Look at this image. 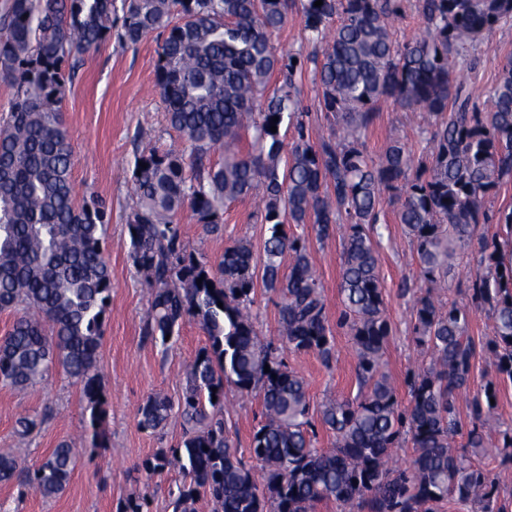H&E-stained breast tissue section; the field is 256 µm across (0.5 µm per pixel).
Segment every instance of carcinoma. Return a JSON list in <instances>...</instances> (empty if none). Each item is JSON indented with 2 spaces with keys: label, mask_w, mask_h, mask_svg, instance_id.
Segmentation results:
<instances>
[{
  "label": "carcinoma",
  "mask_w": 512,
  "mask_h": 512,
  "mask_svg": "<svg viewBox=\"0 0 512 512\" xmlns=\"http://www.w3.org/2000/svg\"><path fill=\"white\" fill-rule=\"evenodd\" d=\"M315 2L301 0L314 45L302 59L274 44L290 0H122L124 41L162 35L155 89L184 143L142 153L133 171L130 258L151 294L141 334L164 346L192 317L210 340L187 366L178 402L152 394L140 405L142 429L163 428L174 411L184 427L180 445L158 449L142 469L148 478L172 466L184 472L188 481L173 495L172 512H195L204 498L215 512H310L331 499L343 512H443L453 504L508 512L500 473L479 458L512 457V422L499 431L502 446L490 450L485 441L495 416L491 400L501 381L512 380V210L500 214L494 237H479L468 295L487 312L490 339L482 347L469 333V309L447 304L435 290L488 221L486 196L512 181V57L482 109L453 78L473 65L480 37L512 18V0H420L426 34L400 44L389 25L400 9L396 0ZM114 10L115 0H7L0 12V78L14 89L0 125V311L14 314L0 340V385L23 391L60 367L81 387L94 447L108 443L107 396L96 367L112 296L108 222L98 196L75 198L60 103L72 59L112 36ZM307 64L321 111L338 123L317 145L298 112L295 76ZM276 73L284 80L272 87ZM388 101L426 114V154L394 140L379 161L369 157L365 131ZM285 124L297 136L284 162ZM249 195L268 224L260 249L240 239L215 262L190 249L178 220L184 211L214 234L223 229L224 208ZM393 197L422 282L402 284L401 294L416 295L413 343L429 357L409 372L405 405L385 371L393 326L375 241L383 204ZM288 224H311L320 240L343 229V309L334 325L306 243L288 235ZM287 253L292 265L284 274ZM259 282L277 299L288 349L315 352L329 367L338 359L333 326L351 336L358 394L328 398L318 409L320 425L335 438L330 450L316 447L307 381L256 330ZM480 350L492 358L495 376L472 394ZM229 384L262 403L264 421L249 448L257 471L226 430ZM462 397L470 428L457 451L451 440ZM405 446L407 462L394 457ZM77 460L78 450L61 442L25 475L15 457L0 455V483L53 498ZM148 487L117 512H150Z\"/></svg>",
  "instance_id": "carcinoma-1"
}]
</instances>
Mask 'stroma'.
Instances as JSON below:
<instances>
[{
  "mask_svg": "<svg viewBox=\"0 0 512 512\" xmlns=\"http://www.w3.org/2000/svg\"><path fill=\"white\" fill-rule=\"evenodd\" d=\"M121 31L122 16L117 13L112 17V39L79 56L62 101L73 152L74 193L79 198L98 195L110 216L107 251L112 268V301L97 367L108 396L109 442L104 448L92 447L80 387L60 370L50 371L41 384L24 391L0 388V454L13 455L32 469L61 441H70L82 451L72 479L60 496L45 499L33 490L0 484V512H116L120 502L145 485L150 488L151 512H171V495L184 482L176 468L149 481L142 472L143 462L158 449L180 444L183 430L179 416L169 418L162 431L151 433L140 429L137 410L152 394L178 399L186 384V365L210 341L194 319L182 322L176 342L166 350L143 340L140 334L150 302L128 256L127 220L136 206L132 169L143 151L166 148L177 135L168 124L162 99L152 90L158 33L130 44L121 39ZM511 55L512 20H507L484 35L475 50L474 64L458 71L457 77L473 87L478 99H486ZM298 84L307 129L313 140H320L331 133L336 120L318 106L312 71H304ZM428 136L420 113L389 102L376 112L364 142L375 159L395 139L420 156L426 152ZM179 222L190 248L213 260L219 259L232 241L246 238L258 245L267 232L251 199L231 204L224 213L222 231L215 235H201L189 215H181ZM288 232L305 240L312 266L324 287L329 317L337 319L341 311V234L320 241L308 224L289 225ZM379 233L380 276L387 314L395 326L387 345L386 370L403 394L407 391L404 379L408 370L425 361L411 341L413 299L400 293L403 282H417L419 270L413 243L393 213H386ZM254 310L260 336L280 344L281 356L308 382L313 404L336 395H356L355 349L345 329L335 331L339 359L327 367L315 354L294 353L282 347L274 296L258 292ZM224 395L230 403L227 423L241 453H248L253 431L263 419L261 401L255 395L240 397L232 386L225 387ZM21 414L41 419L24 439L16 433V419Z\"/></svg>",
  "mask_w": 512,
  "mask_h": 512,
  "instance_id": "stroma-1",
  "label": "stroma"
}]
</instances>
